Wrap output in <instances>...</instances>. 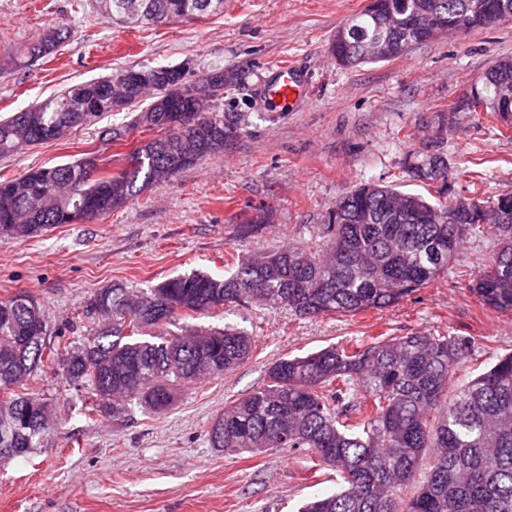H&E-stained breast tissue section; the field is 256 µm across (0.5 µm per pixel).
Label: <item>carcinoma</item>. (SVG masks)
<instances>
[{
  "label": "carcinoma",
  "mask_w": 512,
  "mask_h": 512,
  "mask_svg": "<svg viewBox=\"0 0 512 512\" xmlns=\"http://www.w3.org/2000/svg\"><path fill=\"white\" fill-rule=\"evenodd\" d=\"M431 9L437 23L453 22L469 33L512 20V0H369L344 25L345 40L330 44L338 64L354 68L389 62L424 43L411 27L416 10ZM108 22L131 28L170 20L199 19L221 11L224 0H95ZM70 28L55 23L26 47L35 62L69 40ZM497 81L482 84L485 112L501 136L512 130V56L496 60ZM126 69L110 78L81 83L58 96L0 119V157L55 139L101 116L79 120L87 97L116 96L132 106L147 102L125 130L108 128L103 141L117 144L129 131L148 137L127 155L131 165L99 175L98 159L87 156L53 167L0 175V233L34 237L62 224H91L85 203L108 189L109 211L155 181L175 177L202 159L224 151L239 133L238 117L221 111L224 69L194 81L175 66L168 90L136 83ZM216 91L192 92L208 83ZM188 121L179 123L180 117ZM444 137L412 154L405 172L448 191ZM499 212L496 249L468 272L472 291L488 307L512 311V192L496 201L472 189L447 201L429 199L393 184L367 182L342 195L322 216L320 241L290 244L240 260L227 275L191 273L134 293L116 283L93 294L86 314L108 323L76 345L57 339L39 304L18 294L0 300V459L28 458L44 447L50 430L44 398L22 390L24 382L51 366L87 386L94 403L81 413L92 421L106 403L137 399L166 409L173 389L232 370L252 353L244 330L226 326L169 330L178 319L220 307L259 304L286 308L300 318L355 315L401 303L448 272L473 232ZM441 255L433 260L431 255ZM472 336H435L415 331L377 336L368 344H333L300 356H281L259 388L224 405L208 430L213 448L260 455L289 448L307 452L311 466L340 478L335 493L304 503L300 512H512V353L448 394L454 370L474 350ZM426 470L422 483L417 474Z\"/></svg>",
  "instance_id": "obj_1"
}]
</instances>
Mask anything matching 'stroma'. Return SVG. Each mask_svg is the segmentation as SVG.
<instances>
[{"mask_svg":"<svg viewBox=\"0 0 512 512\" xmlns=\"http://www.w3.org/2000/svg\"><path fill=\"white\" fill-rule=\"evenodd\" d=\"M74 1L0 0V61L55 22L72 31L51 58L0 74L1 119L131 66L179 65L191 81L216 68L242 73L224 90L223 109L238 113L241 130L223 152L153 184L95 223L64 224L29 238L0 235V300L32 297L52 332L75 341L100 325L83 309L101 288L141 289L195 270L220 274L226 260L317 240L326 210L367 181L430 194L405 172L408 155L425 145L420 123L464 99L498 57L512 55L508 20L416 45L394 61L342 67L329 53L331 40L369 0H224L223 13L139 30L108 23L92 0H78V9ZM288 63L307 68L311 99L296 111L276 112L258 88ZM131 117L127 109L109 112L65 139L0 158V173L17 176L87 152L120 170L126 147L108 145L99 133ZM493 126L490 116L458 113L441 145L450 169L481 172L488 197L512 192V138ZM258 216L257 231L241 237L240 225ZM194 324L247 330L254 353L224 375L178 385L165 411L132 400L120 414L88 421L79 412L88 393L64 372L49 367L29 380L49 404V447L27 461L0 460V512H298L307 500L336 492L335 472L307 480L305 453L252 457L208 442L213 418L263 385L270 363L381 334L471 336L476 349L456 369L457 387L512 352V311L484 305L452 271L383 311L301 319L253 305Z\"/></svg>","mask_w":512,"mask_h":512,"instance_id":"35a3bbf8","label":"stroma"}]
</instances>
